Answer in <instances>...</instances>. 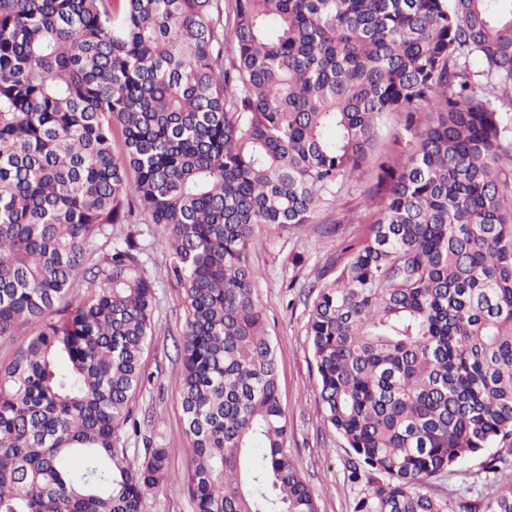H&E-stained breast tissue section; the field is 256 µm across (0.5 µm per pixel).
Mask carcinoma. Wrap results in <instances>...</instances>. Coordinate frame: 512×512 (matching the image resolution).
I'll list each match as a JSON object with an SVG mask.
<instances>
[{
    "instance_id": "cac0c4a2",
    "label": "carcinoma",
    "mask_w": 512,
    "mask_h": 512,
    "mask_svg": "<svg viewBox=\"0 0 512 512\" xmlns=\"http://www.w3.org/2000/svg\"><path fill=\"white\" fill-rule=\"evenodd\" d=\"M396 120L398 148L382 127ZM512 0H0V512H143L155 283L185 290L196 512H318L288 446L253 226L364 224L311 286L354 512H512L430 480L512 448ZM368 176L364 217L337 212ZM87 284L76 301L73 288ZM512 473V457L487 471Z\"/></svg>"
}]
</instances>
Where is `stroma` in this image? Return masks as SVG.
Listing matches in <instances>:
<instances>
[{
    "mask_svg": "<svg viewBox=\"0 0 512 512\" xmlns=\"http://www.w3.org/2000/svg\"><path fill=\"white\" fill-rule=\"evenodd\" d=\"M340 237L326 236L318 223L280 234L255 226L251 263L255 289L265 309L276 345L282 407L288 418L289 446L297 469L306 480L319 512H353L355 489L346 481L344 442L322 422L318 375L307 336L310 302L306 287L316 278H330V265ZM155 282L157 308L154 332L144 354L148 376L134 403L143 433L167 448L171 481L150 490L143 512H194L184 485L191 466L190 439L178 402L181 362L175 345L184 329L185 292L168 279L166 260L158 251L146 258ZM488 475L483 457L469 459L463 472L431 479L434 495L480 498Z\"/></svg>",
    "mask_w": 512,
    "mask_h": 512,
    "instance_id": "35a3bbf8",
    "label": "stroma"
}]
</instances>
